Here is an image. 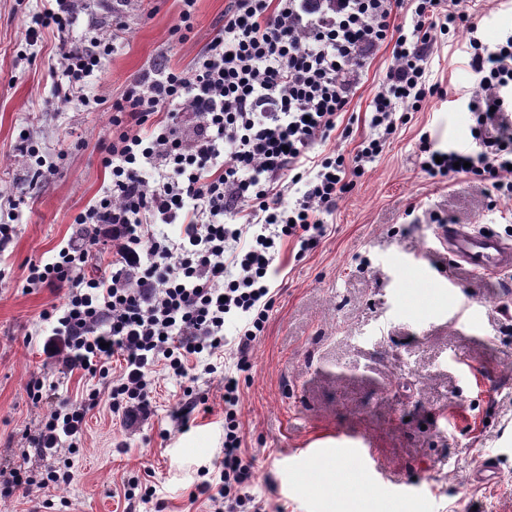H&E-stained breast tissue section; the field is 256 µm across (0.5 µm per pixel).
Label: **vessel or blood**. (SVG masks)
<instances>
[{"mask_svg": "<svg viewBox=\"0 0 512 512\" xmlns=\"http://www.w3.org/2000/svg\"><path fill=\"white\" fill-rule=\"evenodd\" d=\"M437 238L458 264L476 274L512 269V245L488 231L458 224L441 225Z\"/></svg>", "mask_w": 512, "mask_h": 512, "instance_id": "1", "label": "vessel or blood"}]
</instances>
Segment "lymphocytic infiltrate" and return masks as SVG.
I'll return each mask as SVG.
<instances>
[{"instance_id":"lymphocytic-infiltrate-1","label":"lymphocytic infiltrate","mask_w":512,"mask_h":512,"mask_svg":"<svg viewBox=\"0 0 512 512\" xmlns=\"http://www.w3.org/2000/svg\"><path fill=\"white\" fill-rule=\"evenodd\" d=\"M86 0H42L25 37L58 38L64 83L58 101L107 108L102 163L110 182L75 222L91 226L89 245L67 244L27 267V288L66 287L61 307L43 311L44 349H64L63 369L99 377L84 401L56 399L29 442L77 453L90 407L108 399L129 419L147 412L157 368L185 378L192 365L217 373L224 349L235 372L224 376V456L201 467L198 494L214 512H268L249 491L238 419L239 381L274 306V265L284 243L315 250L326 214L350 194L407 115L439 94L428 79L434 44L466 32L468 64L479 83L467 108L473 146L435 149L421 138L429 178L473 177L512 196V136L481 130L492 111L512 104V34L496 45L478 35L470 0H231L224 26L190 70L166 65L134 77L113 102L92 95L89 79L116 45L72 33ZM408 23H397L400 13ZM392 61L367 106L370 132L355 152L324 151L354 80L375 53ZM177 224L178 237L165 225ZM112 245L109 274L84 275L95 245ZM234 334H227V326ZM125 362L111 376L113 356Z\"/></svg>"}]
</instances>
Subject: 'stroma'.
I'll use <instances>...</instances> for the list:
<instances>
[{"label":"stroma","instance_id":"35a3bbf8","mask_svg":"<svg viewBox=\"0 0 512 512\" xmlns=\"http://www.w3.org/2000/svg\"><path fill=\"white\" fill-rule=\"evenodd\" d=\"M40 6L0 0V189H27L24 205L0 209V222L16 227L0 253V463L38 479L69 458L73 478L0 494V512H209L206 499L190 493L198 467L223 457L221 375L190 385L157 371L149 411L132 423L100 401L86 414L76 454H41L27 440L51 405L28 397L32 376L73 400L92 379L62 372L61 357L44 353L40 315L65 295L26 291V266L76 237L75 216L108 179L107 112L53 103L58 39L25 38ZM228 7L229 0H197L193 32L172 44L180 0H96L77 28L114 36L117 49L92 79V93L116 99L159 59L190 68ZM477 8L484 43L512 33V0H479ZM118 13L128 22L121 32L112 27ZM464 44L460 35L434 45L432 78L447 98L409 113L356 188L325 215L320 245L302 255L288 243L276 258L283 279L240 384L239 420L254 461L251 493L286 512H512V271L477 277L449 267L435 239L438 225L474 224L512 241V198L474 178L430 179L418 157L424 135L439 147L472 140L474 114L453 104L476 84ZM391 57L380 48L361 73L349 107L353 133L331 136L326 149L354 151L368 134L366 106ZM25 129L53 167L35 182V161L19 148ZM189 385L208 409L183 432L173 413ZM361 436L372 439L380 469L370 481L355 451ZM487 457L496 459L499 479L476 483ZM134 476L155 487L153 502L129 505L124 485Z\"/></svg>","mask_w":512,"mask_h":512}]
</instances>
